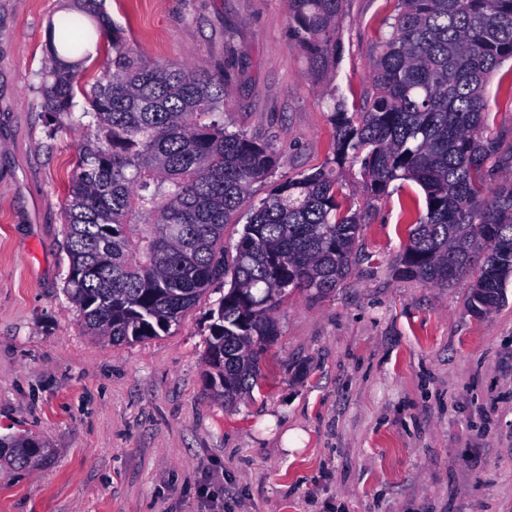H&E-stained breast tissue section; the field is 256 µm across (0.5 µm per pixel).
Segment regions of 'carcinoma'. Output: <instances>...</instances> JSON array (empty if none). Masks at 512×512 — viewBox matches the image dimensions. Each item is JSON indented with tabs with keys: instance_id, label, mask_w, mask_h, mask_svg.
Wrapping results in <instances>:
<instances>
[{
	"instance_id": "cac0c4a2",
	"label": "carcinoma",
	"mask_w": 512,
	"mask_h": 512,
	"mask_svg": "<svg viewBox=\"0 0 512 512\" xmlns=\"http://www.w3.org/2000/svg\"><path fill=\"white\" fill-rule=\"evenodd\" d=\"M344 0H288V21L311 74L336 67ZM57 27L40 93L48 111L92 128L80 146L63 212L65 293L86 331L114 344L169 333L216 284L207 388L228 405L250 393L260 355L279 336L274 311L294 291L326 296L355 273L362 215L343 205L336 171L360 164L371 197L398 180L424 192L403 273L428 284L473 279L467 306L483 316L512 281V181L486 194L487 164L512 169L491 135L484 93L512 60V0H397L376 43L373 85L354 112L330 98L333 158L289 176L253 204L249 191L279 155L224 123L220 74L142 59L101 9ZM108 42L101 75L80 86L86 44ZM91 111L74 115L76 88ZM230 253L224 225L240 222ZM31 439L1 436L0 458L38 465Z\"/></svg>"
}]
</instances>
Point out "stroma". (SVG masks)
Wrapping results in <instances>:
<instances>
[{"label": "stroma", "mask_w": 512, "mask_h": 512, "mask_svg": "<svg viewBox=\"0 0 512 512\" xmlns=\"http://www.w3.org/2000/svg\"><path fill=\"white\" fill-rule=\"evenodd\" d=\"M151 63L221 73L224 121L273 144L254 184L311 172L333 154L326 107L356 109L374 41L396 0H345L338 61L308 73L287 0H105ZM72 0H0V435L44 442L38 468L0 460V512H512V283L472 315L464 278L401 272L414 182L367 193L359 165L342 193L360 210L356 272L325 297L289 294L250 394L206 387L213 286L179 325L142 342L86 335L64 293L63 206L87 129L46 111L48 29ZM490 130L512 147V65L486 87ZM305 448L281 445L290 427Z\"/></svg>", "instance_id": "obj_1"}]
</instances>
